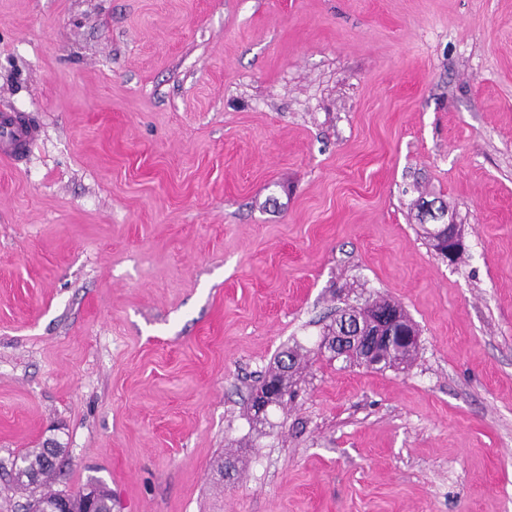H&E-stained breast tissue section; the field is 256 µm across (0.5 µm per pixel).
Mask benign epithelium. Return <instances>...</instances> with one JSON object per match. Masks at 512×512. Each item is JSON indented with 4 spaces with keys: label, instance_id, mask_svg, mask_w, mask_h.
I'll list each match as a JSON object with an SVG mask.
<instances>
[{
    "label": "benign epithelium",
    "instance_id": "benign-epithelium-1",
    "mask_svg": "<svg viewBox=\"0 0 512 512\" xmlns=\"http://www.w3.org/2000/svg\"><path fill=\"white\" fill-rule=\"evenodd\" d=\"M433 235L435 251L450 262L463 249L462 231L458 224H437ZM394 345L418 348L419 332L390 302L382 307L369 304L363 308L348 309L345 316L334 324L333 333L324 342V350L338 359L356 347L360 352L358 362L373 367L383 361V349ZM286 396L288 392L280 379L267 378L251 395L254 417L263 416L270 406Z\"/></svg>",
    "mask_w": 512,
    "mask_h": 512
}]
</instances>
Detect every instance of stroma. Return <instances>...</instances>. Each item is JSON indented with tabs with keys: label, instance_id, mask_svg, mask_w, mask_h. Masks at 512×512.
<instances>
[{
	"label": "stroma",
	"instance_id": "35a3bbf8",
	"mask_svg": "<svg viewBox=\"0 0 512 512\" xmlns=\"http://www.w3.org/2000/svg\"><path fill=\"white\" fill-rule=\"evenodd\" d=\"M2 112L0 512L49 438L112 512H512V0H0ZM378 294L412 366L330 359ZM0 129V158L12 165L23 162L32 143L39 136L37 127L32 123H23L17 117L2 118ZM433 243L435 251L448 262H452L463 249V237L460 225L452 223L434 224ZM288 396L283 383L280 379L274 377H268L266 381L259 386L251 395L250 406L254 413V417L260 418L266 414L268 408L272 405L283 404V401L279 402Z\"/></svg>",
	"mask_w": 512,
	"mask_h": 512
}]
</instances>
